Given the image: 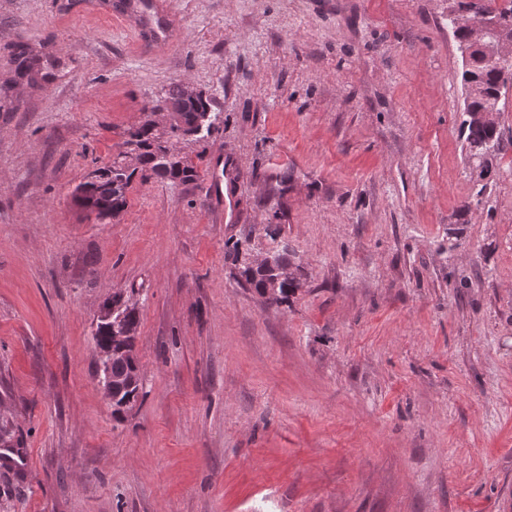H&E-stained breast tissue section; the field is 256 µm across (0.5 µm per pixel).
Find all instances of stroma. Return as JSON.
I'll return each mask as SVG.
<instances>
[{
  "label": "stroma",
  "mask_w": 512,
  "mask_h": 512,
  "mask_svg": "<svg viewBox=\"0 0 512 512\" xmlns=\"http://www.w3.org/2000/svg\"><path fill=\"white\" fill-rule=\"evenodd\" d=\"M112 2L0 0V512H512V103L478 193L458 0H165L161 45ZM174 82L217 116L197 179L87 221ZM282 249L270 304L237 258ZM119 290L144 396L116 421ZM248 261L253 265H266L267 267L253 268L244 262L240 271L243 284L253 288L257 294L264 297L269 303L282 304L287 302L289 294L298 287L296 274L298 266L294 267L295 264L288 258V252H278L275 260L273 253L265 252L264 254L253 255ZM268 266L272 267L269 268ZM274 282L277 283L275 287L272 285ZM275 288H277L276 291ZM267 289L274 293L266 297ZM122 310L123 307L119 308L117 306H113L112 304H108L100 308L96 319V325L98 323L106 324V326L111 331L112 339L114 340L115 345H119V349L117 350H112V346L110 348L99 349L98 357L100 364H102V362L109 363L110 361H112V363L104 369L99 367L98 362L96 365V373L98 376L100 372L102 375L105 372H108L111 376L115 378H121L124 382V388L113 393L119 384L111 376H108L107 378H100L99 381L104 398L112 407V415L116 417L124 413L120 407L122 402L129 395L136 393V396L139 398V400L142 397L140 383L141 372L136 353L134 356H124L117 359H112V356H120L123 352H125V345L132 342L136 337V333L125 321ZM102 324L97 326V329L94 333V339L98 348L104 347L109 343L110 340L109 332L106 326Z\"/></svg>",
  "instance_id": "35a3bbf8"
}]
</instances>
